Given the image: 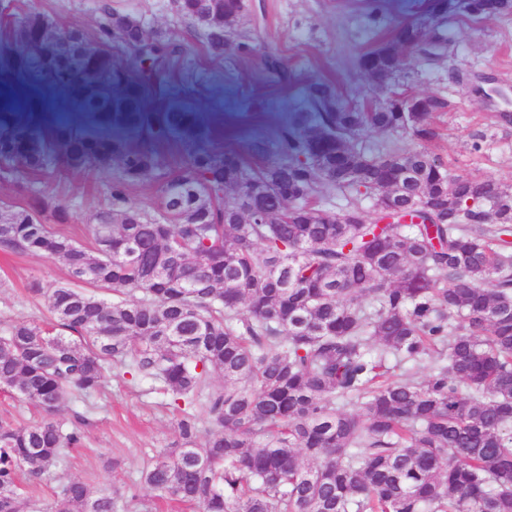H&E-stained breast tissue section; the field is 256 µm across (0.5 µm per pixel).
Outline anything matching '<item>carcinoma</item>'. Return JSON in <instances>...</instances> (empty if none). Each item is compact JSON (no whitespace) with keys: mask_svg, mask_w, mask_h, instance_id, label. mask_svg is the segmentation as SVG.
<instances>
[{"mask_svg":"<svg viewBox=\"0 0 512 512\" xmlns=\"http://www.w3.org/2000/svg\"><path fill=\"white\" fill-rule=\"evenodd\" d=\"M178 7L211 55L253 51L236 35L240 0ZM463 8L482 19L512 0ZM447 13L429 0L426 22L369 49L375 70L399 81L400 43L440 57ZM103 14L92 37L50 29L38 10L0 19V73L36 76L66 114L42 127L36 93L0 113V178L23 194L0 201V252L46 255L68 276L33 289L48 322L0 334V390L45 414L0 421V512H26L21 486L45 481L59 482L52 512L148 510L58 473L81 433L53 416L116 369L179 407L181 443L142 471L159 498L200 512H512V185L454 177L400 146L436 136L443 102L413 121L393 98L347 107L326 80L306 85L273 143L251 145L276 158L252 163L171 102L180 48L134 15ZM116 44L134 66L117 64ZM369 130L393 140L372 149ZM87 171L108 176L88 245L60 231L70 210L49 192ZM146 180L160 186L152 211L128 202ZM339 192L344 209L319 204ZM392 195L411 222L365 217L364 201L378 213Z\"/></svg>","mask_w":512,"mask_h":512,"instance_id":"obj_1","label":"carcinoma"}]
</instances>
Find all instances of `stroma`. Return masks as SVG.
<instances>
[{"instance_id":"1","label":"stroma","mask_w":512,"mask_h":512,"mask_svg":"<svg viewBox=\"0 0 512 512\" xmlns=\"http://www.w3.org/2000/svg\"><path fill=\"white\" fill-rule=\"evenodd\" d=\"M107 1L113 10L138 16L150 30L181 45L171 63L175 78L188 79L199 91L202 107L224 132L219 146L245 154L253 141H273L311 79L334 80L348 100L372 90L359 56L412 19L423 2L382 0L374 15L367 0H242L239 29L251 36L256 51L221 57L205 55L201 30L179 15L175 0H0V7L15 15L36 9L53 24L92 34ZM446 29L445 56L427 61L412 53L403 62L401 92L446 103L432 118L434 139H407L403 145L439 157L451 175L486 176L512 185V126L494 121L498 113H512V12L478 20L452 12ZM270 57L287 71L289 83H281L267 67ZM477 128L487 134L478 152L470 139ZM105 183V175L79 174L53 185L71 212L68 231L78 235L94 223ZM66 278L55 259L0 253V324L44 317L35 287ZM170 401L154 382L119 376L110 378L102 393L67 400L57 419L78 424L82 441L62 476L96 487L132 486L154 512H188L138 483L151 459L180 440Z\"/></svg>"}]
</instances>
